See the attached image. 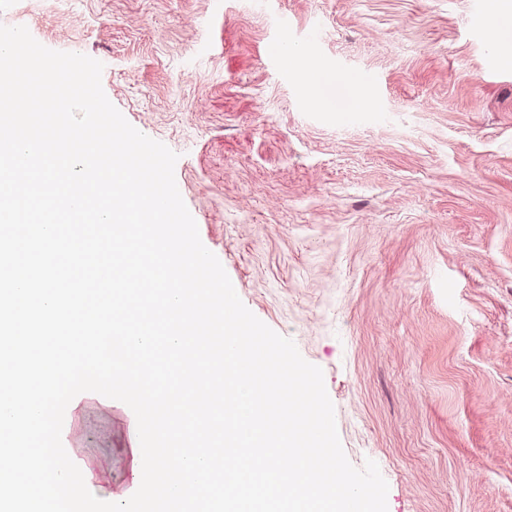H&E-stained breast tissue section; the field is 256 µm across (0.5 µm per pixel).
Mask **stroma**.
I'll use <instances>...</instances> for the list:
<instances>
[{
    "instance_id": "1",
    "label": "stroma",
    "mask_w": 512,
    "mask_h": 512,
    "mask_svg": "<svg viewBox=\"0 0 512 512\" xmlns=\"http://www.w3.org/2000/svg\"><path fill=\"white\" fill-rule=\"evenodd\" d=\"M485 0H0V25L103 63L126 120L245 306L319 366L388 512H512V68ZM371 76L324 112L275 52ZM65 440L101 500L130 480L124 409Z\"/></svg>"
}]
</instances>
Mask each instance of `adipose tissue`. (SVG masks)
Listing matches in <instances>:
<instances>
[{
  "label": "adipose tissue",
  "instance_id": "1",
  "mask_svg": "<svg viewBox=\"0 0 512 512\" xmlns=\"http://www.w3.org/2000/svg\"><path fill=\"white\" fill-rule=\"evenodd\" d=\"M487 14L491 22L492 37L497 44L499 64L512 65V0H488ZM282 62L291 70L305 72V94L323 109L334 112H371L376 108L374 99L364 86L353 77L337 78L336 74L309 61L301 54L281 48ZM344 86L343 99H336L328 89L335 82Z\"/></svg>",
  "mask_w": 512,
  "mask_h": 512
}]
</instances>
